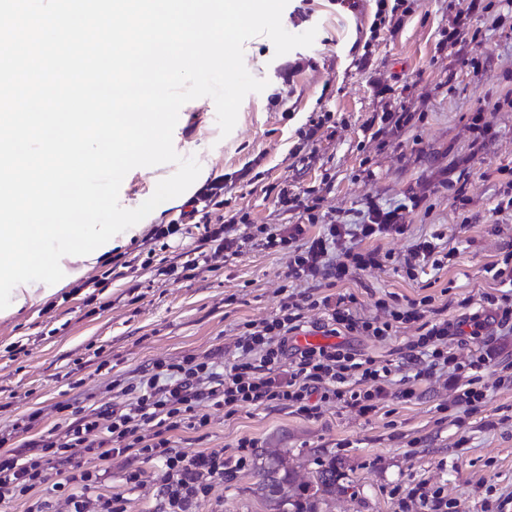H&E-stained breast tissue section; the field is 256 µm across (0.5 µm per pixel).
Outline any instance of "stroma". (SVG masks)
I'll list each match as a JSON object with an SVG mask.
<instances>
[{
  "label": "stroma",
  "mask_w": 512,
  "mask_h": 512,
  "mask_svg": "<svg viewBox=\"0 0 512 512\" xmlns=\"http://www.w3.org/2000/svg\"><path fill=\"white\" fill-rule=\"evenodd\" d=\"M405 4L408 13L378 25L376 0H289L283 26L294 34L316 29L312 46L279 56L268 37L249 39L245 66L266 88L245 97L225 137L211 98L187 102L173 145L223 178L224 201L212 214L234 218L232 235L303 223L313 235L329 215L353 216L367 201L414 199L407 232L380 240L379 248L400 256L418 237L438 234L456 247L455 264L412 278L396 265L369 268L330 287L290 279L287 252L253 245L190 270L187 261L205 248L194 226L153 250L143 242L154 225L178 218L186 199H170L131 239L114 236L112 250L87 273L97 286L69 282L44 304L0 317V429L34 411L42 417L9 447L52 428L64 431L73 407L121 404L113 381L137 378L156 360L209 354L233 361L239 325L274 315L286 290L351 294L368 315L376 301L393 296H433L438 317L451 320L486 311L483 295L496 286L486 269L512 253V212L495 210L512 180V15L490 7L472 17L469 40L450 47L441 45L442 33L468 0ZM473 57L476 72L468 65ZM402 107L414 115L411 126L383 129V113ZM481 109L492 125L483 138L470 127ZM321 115L326 121L316 138H302ZM175 170H131L120 205L138 207ZM308 191L320 199L312 225L303 209L280 201L282 193ZM150 254L180 267L179 277L144 267ZM486 342L487 397L468 409L455 404L448 384L432 379L418 385L412 401L390 399L387 411L370 417L343 404L316 419L274 405L245 407L229 419L213 409L205 428L176 441L189 453L220 449L230 456L240 439L251 438L260 449H287L304 479L319 462L337 458L345 491L333 512H399L395 488L421 482L442 489L458 512H512V384H497L501 370L512 367V335ZM107 468L104 493L125 496L127 512H156L154 486L127 493L124 459ZM254 472L249 465L225 473L198 512H266L253 491Z\"/></svg>",
  "instance_id": "1"
}]
</instances>
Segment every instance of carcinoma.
<instances>
[{
    "instance_id": "carcinoma-1",
    "label": "carcinoma",
    "mask_w": 512,
    "mask_h": 512,
    "mask_svg": "<svg viewBox=\"0 0 512 512\" xmlns=\"http://www.w3.org/2000/svg\"><path fill=\"white\" fill-rule=\"evenodd\" d=\"M257 475L254 492L267 512H326L341 491V472L334 458L319 464L308 480L299 482L288 468L287 454L270 453L262 457Z\"/></svg>"
}]
</instances>
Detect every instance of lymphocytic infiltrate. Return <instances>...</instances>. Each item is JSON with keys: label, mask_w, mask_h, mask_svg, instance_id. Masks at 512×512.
Returning <instances> with one entry per match:
<instances>
[{"label": "lymphocytic infiltrate", "mask_w": 512, "mask_h": 512, "mask_svg": "<svg viewBox=\"0 0 512 512\" xmlns=\"http://www.w3.org/2000/svg\"><path fill=\"white\" fill-rule=\"evenodd\" d=\"M223 194V179L212 180L191 200L189 210L180 213L178 221L157 225L150 240L175 235L185 224L199 225L203 241L214 247L213 253L197 255V262L203 264L209 263L212 255L245 247L248 237H229L226 224L211 220L207 206ZM405 210L402 204L384 207L370 202L358 210L355 220L329 218L322 231L312 236L302 224L266 229L265 246L291 251L289 278L338 284L359 271L393 262L391 253L364 251L360 245L404 234ZM456 256V249H444L435 234L417 240L402 264L413 271L428 266L440 269L453 265ZM491 277L501 291L484 294L489 312L456 323L427 319L432 303L428 296L403 307L379 302L382 316L364 318L357 314L356 299L350 294L312 298L288 293L274 316L243 323L235 341L239 359L230 366L222 368L212 357L193 355L172 363L155 362L151 375L127 385L121 407L105 404L78 409L64 432L47 431L27 448L1 454L0 502L27 495L45 481L51 469L56 475L53 489L60 493L68 512H125L123 496L99 491L105 463L120 457L130 462L124 474L128 490L144 484L137 461H150L157 466L159 512H195L201 498L223 483L226 467L245 466L255 446L253 440L241 439L238 453L230 460L220 450L190 454L179 449L176 433L207 424V416L197 412L203 403L228 418L245 406L259 409L272 404L316 418L323 407L337 403L368 416L380 411L392 395L411 400L417 385L434 377L452 385L457 403L472 406L482 402L486 387L481 372L489 360L487 347L460 358L451 346L459 336L477 337L492 326L512 334V267H492ZM313 309L322 310L327 318L329 342L289 347L290 337L304 326L306 311ZM416 322L422 332L395 364L361 354L347 342L351 336L384 340L394 336L400 325ZM78 452L99 460V467L73 463Z\"/></svg>", "instance_id": "f902f5d3"}]
</instances>
